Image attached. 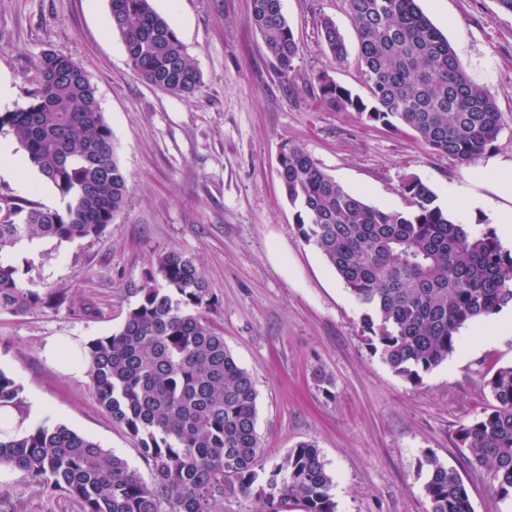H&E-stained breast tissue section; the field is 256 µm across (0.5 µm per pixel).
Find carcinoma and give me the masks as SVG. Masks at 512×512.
I'll return each mask as SVG.
<instances>
[{"instance_id": "cac0c4a2", "label": "carcinoma", "mask_w": 512, "mask_h": 512, "mask_svg": "<svg viewBox=\"0 0 512 512\" xmlns=\"http://www.w3.org/2000/svg\"><path fill=\"white\" fill-rule=\"evenodd\" d=\"M358 33L368 96L327 73L316 78L320 100L338 112L407 131L459 162L477 161L500 132V110L470 80L443 33L416 0H347ZM112 28L138 76L176 96L198 91L203 75L152 0H110ZM250 22L286 79L299 46L282 0H252ZM320 36L339 62L344 37L330 19ZM26 107L0 115L29 163L57 190L61 207L0 195V312L57 307L64 297L19 284L6 254L24 240L96 239L114 223L128 195L96 91L69 56L52 50ZM279 178L297 208L303 240L335 270L364 307L366 345L413 384L448 359L461 330L512 307V250L495 231L451 218L416 175L401 179L408 209L367 204L336 181L302 147L285 143ZM139 302L115 332L79 353L100 407L138 441L153 483L97 442L59 425L0 435V462L25 472L41 489L76 501L81 512H224V499L253 497L257 512H336L333 476L312 440L288 450L260 480L257 391L215 328L217 306L194 260L170 250L154 260ZM492 409L463 423L458 447L468 464L486 469L502 498H512V366L486 382ZM20 388L0 370V406L19 408ZM426 469L427 512H473L457 472L435 455Z\"/></svg>"}]
</instances>
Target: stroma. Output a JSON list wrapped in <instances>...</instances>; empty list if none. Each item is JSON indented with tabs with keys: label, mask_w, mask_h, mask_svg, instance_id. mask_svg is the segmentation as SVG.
<instances>
[{
	"label": "stroma",
	"mask_w": 512,
	"mask_h": 512,
	"mask_svg": "<svg viewBox=\"0 0 512 512\" xmlns=\"http://www.w3.org/2000/svg\"><path fill=\"white\" fill-rule=\"evenodd\" d=\"M447 37L468 76L495 99L502 129L483 162L512 164V13L497 0H417ZM299 44L289 78L274 70L250 23L251 0H153L202 72L189 96L160 91L132 69L112 30L109 0H0V75L24 107L44 51L69 55L87 73L129 178L126 205L100 238L24 241L7 259L22 287L60 292L63 303L24 315L0 313V370L20 387L17 431L35 405L126 459L144 481L149 466L127 430L98 405L88 372L46 362L53 338L84 346L117 330L137 304L157 253L191 256L218 301L211 318L252 376L265 470L289 448L313 440L335 478L337 512H427L419 468L434 453L462 478L473 512H512L490 475L469 468L456 446L460 423L489 409L486 385L512 364V335L490 336L486 321L465 327L448 360L414 385L366 345L362 308L322 255L299 235L278 177L283 143L303 147L368 204L402 210V176L413 173L446 204L457 188L511 207L490 182H469L467 166L409 133L326 106L310 87L322 72L364 92L358 36L346 0H282ZM335 21L348 58L337 62L320 35ZM0 194L60 205L37 171L24 184L0 177ZM333 385L323 389L314 369ZM0 493L21 512H79L20 470L0 475Z\"/></svg>",
	"instance_id": "obj_1"
}]
</instances>
